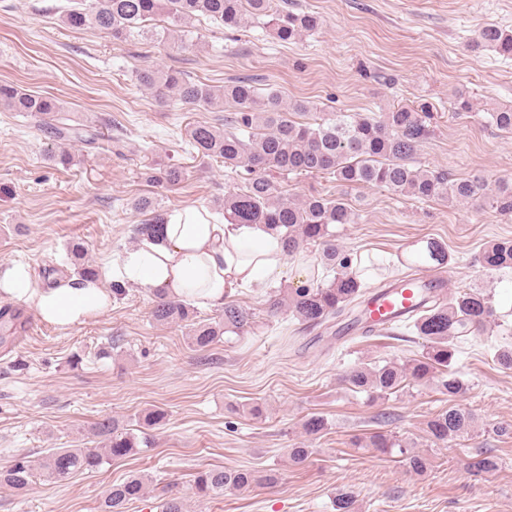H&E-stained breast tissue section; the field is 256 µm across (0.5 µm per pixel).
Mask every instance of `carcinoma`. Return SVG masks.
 Returning <instances> with one entry per match:
<instances>
[{"mask_svg":"<svg viewBox=\"0 0 512 512\" xmlns=\"http://www.w3.org/2000/svg\"><path fill=\"white\" fill-rule=\"evenodd\" d=\"M161 15L177 25L188 26L206 17L220 26L246 28L255 21L265 25L282 43L317 30L321 25L312 13L288 10V0H77L64 14L63 24L70 29L93 26L120 43L146 33L145 23ZM476 43L512 57V34L495 25L478 33ZM137 82L158 100L174 97L185 105L212 107L222 102L234 106L224 122V129L197 124L188 130L190 146L204 156L220 159L224 167L246 172L244 186L224 194L218 205L230 224H263L277 232L285 253L291 258L303 249L319 247L322 267L334 273L321 282L312 280L284 288L268 299V313L277 315L286 309L306 328L323 326L347 315L359 321L368 287L362 275L370 269L383 275L378 263L364 265L362 257L347 250L338 240L336 225L354 224L358 215L341 197L320 194L297 198L276 193L271 173L280 175H330L343 186L385 188L395 194L440 199L450 203L481 206L485 203L507 218L512 217V179L498 180L493 189L468 179H456L443 169H424L414 164L418 147L430 134V112L424 107L400 106L379 115L346 112H315L305 101L286 102L273 89L256 87L248 79H239L215 92L209 86L188 81L175 70L144 69ZM0 109L39 115L43 128L55 140L79 139L98 148L96 135H83L66 124V113L58 101L37 96L8 84H0ZM313 113L312 121L299 123L291 113ZM489 122L501 130L512 131V107L489 113ZM150 181L175 186L184 172L168 167L159 173L148 172ZM138 212H149L148 222L136 227L142 234L153 224L164 223L166 212L155 199L142 197L134 202ZM448 253L433 240L414 249L406 264L416 268L443 266ZM479 264L486 270L512 269V240H493L479 253ZM154 319L161 323L189 322L190 340L199 350H206L230 332L240 334L250 326L252 316L234 303L224 304V317L215 322H194L193 311L182 300L161 290L154 291ZM413 333L421 339L419 358L406 364L389 362L368 368L355 366L345 375V382L365 392L393 394L407 381L432 382L452 402L462 397L468 385L453 369L457 339L480 336L498 314L489 296L476 288L454 292L446 298L424 302L411 316ZM472 414L457 406L436 414L426 422L427 433L435 444H446L469 433ZM327 420L312 415L303 424L306 435L318 436L327 430ZM93 435L99 448H54L42 464V476L60 483L79 473L95 472L109 460L131 457L140 452L141 440L125 431L119 421L103 418L96 422ZM368 448L383 454H395L407 470L421 473L428 459L413 450L406 441L392 433L379 432L370 437ZM34 478L24 457L0 468V485L25 490ZM275 474L258 475L249 469L207 468L196 473L195 489L201 497L226 490H239L254 484L276 486ZM146 482L141 476L112 485L104 500L105 512H126V506L144 497Z\"/></svg>","mask_w":512,"mask_h":512,"instance_id":"carcinoma-1","label":"carcinoma"}]
</instances>
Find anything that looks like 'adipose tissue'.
I'll return each mask as SVG.
<instances>
[{"label": "adipose tissue", "instance_id": "obj_1", "mask_svg": "<svg viewBox=\"0 0 512 512\" xmlns=\"http://www.w3.org/2000/svg\"><path fill=\"white\" fill-rule=\"evenodd\" d=\"M112 268L142 287L210 308L222 307L225 294L288 270L276 232L257 224H230L193 207L169 212L164 224L142 236ZM0 292L30 303L43 320L63 328L82 324L112 305V293L100 281L67 276L36 288L21 264L0 277Z\"/></svg>", "mask_w": 512, "mask_h": 512}]
</instances>
